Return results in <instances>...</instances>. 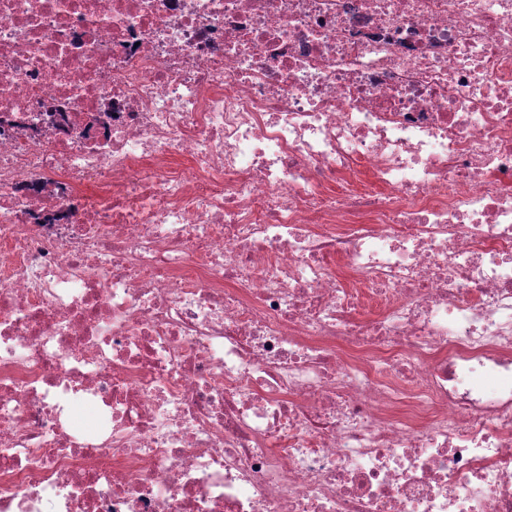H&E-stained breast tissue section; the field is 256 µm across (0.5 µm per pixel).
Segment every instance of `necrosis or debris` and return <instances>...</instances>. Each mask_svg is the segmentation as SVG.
<instances>
[{
    "mask_svg": "<svg viewBox=\"0 0 512 512\" xmlns=\"http://www.w3.org/2000/svg\"><path fill=\"white\" fill-rule=\"evenodd\" d=\"M0 512H512V0H0Z\"/></svg>",
    "mask_w": 512,
    "mask_h": 512,
    "instance_id": "obj_1",
    "label": "necrosis or debris"
}]
</instances>
